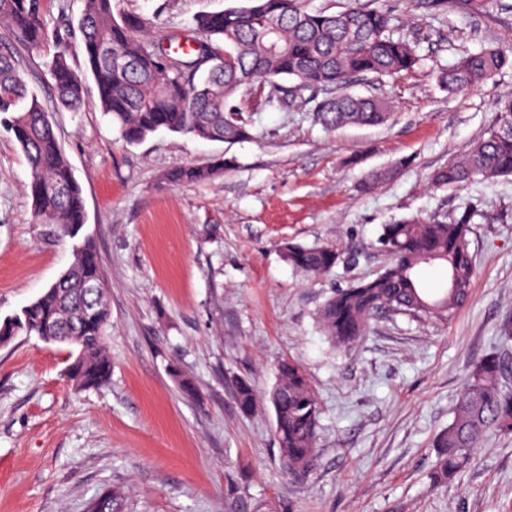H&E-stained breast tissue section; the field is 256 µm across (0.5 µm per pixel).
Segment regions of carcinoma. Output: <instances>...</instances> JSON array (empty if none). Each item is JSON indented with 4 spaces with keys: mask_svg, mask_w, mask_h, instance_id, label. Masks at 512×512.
<instances>
[{
    "mask_svg": "<svg viewBox=\"0 0 512 512\" xmlns=\"http://www.w3.org/2000/svg\"><path fill=\"white\" fill-rule=\"evenodd\" d=\"M77 29L82 35L84 72L66 57L70 25L56 29V51L48 62L59 108L81 112L92 106L107 116L129 144L158 130L199 139L240 143L254 138L236 98L244 91L263 94L262 105L276 107L288 95L286 80L308 89L341 93L317 106L327 128L376 126L390 114L373 96L348 91L358 77L383 78L413 72L420 65L417 45L400 35L395 18L360 0L336 13L309 11L303 0H249L245 7L204 12L193 19L196 47L188 52L163 49L152 41L147 20L117 8V0H82ZM0 25L9 39L0 42V124L14 135L29 168L25 185L34 214L60 232L71 234L84 223V199L72 167L56 137L51 113L29 94L15 61V47L31 54L44 51L49 38L41 0H0ZM213 64L201 75L199 57ZM512 57L488 47L468 54L439 72L438 84L461 93L491 79ZM178 164L166 174L172 184L206 180L224 169ZM512 175V95L501 100L498 122L462 157L435 171L436 186L463 187L477 180ZM471 214L422 217L418 214L381 227L378 241L390 257L375 277L340 288L325 301L318 322L335 347L353 344L366 334L379 311L451 318L470 297L476 273L469 251ZM284 261L310 276L330 273L340 259L333 245L308 247L287 242ZM440 264L457 281L433 298L421 288L417 270ZM106 282L95 243L87 239L75 250L63 274L21 315L0 321V343L17 333L46 342L74 345L67 369L77 390L109 385L112 359L104 342L110 322ZM235 400L244 413L256 406L253 386L237 382ZM267 400L275 415L279 452L289 473L305 475L317 455L319 409L305 372L295 363L278 365ZM495 432L512 435V366L502 355L479 363L468 375L448 427L433 443L434 482L460 473L482 438ZM121 494L112 491L89 503L87 512H121Z\"/></svg>",
    "mask_w": 512,
    "mask_h": 512,
    "instance_id": "obj_1",
    "label": "carcinoma"
}]
</instances>
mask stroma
Masks as SVG:
<instances>
[{
	"instance_id": "obj_1",
	"label": "stroma",
	"mask_w": 512,
	"mask_h": 512,
	"mask_svg": "<svg viewBox=\"0 0 512 512\" xmlns=\"http://www.w3.org/2000/svg\"><path fill=\"white\" fill-rule=\"evenodd\" d=\"M248 0H119L153 19L154 36L189 34L196 15ZM418 46L421 66L356 82L389 102L387 122L337 131L318 123L323 90L294 91L260 109L239 96L256 136L205 141L164 130L126 143L98 110L56 109L43 57L18 51L28 89L53 109L55 131L85 202L72 237L38 223L24 186L29 168L0 127V320L21 312L96 243L111 318L112 380L77 391L67 345L23 334L0 346V512H86L104 490L122 512H512V436L486 435L461 477L432 480L435 436L453 419L468 372L512 356V175L435 188L431 174L467 153L512 93V67L460 94L436 74L468 52L512 51V0L471 12L450 0H369ZM231 164L210 179L173 185L177 164ZM381 173L375 186L368 174ZM472 214L476 274L469 302L442 322L372 319L339 349L316 314L332 289L388 264L382 225L421 214ZM338 245L328 276L308 277L281 257L285 242ZM306 373L319 407L318 453L303 476L286 472L265 394L282 361ZM189 379L194 396L182 393ZM259 400L243 413L239 380Z\"/></svg>"
}]
</instances>
